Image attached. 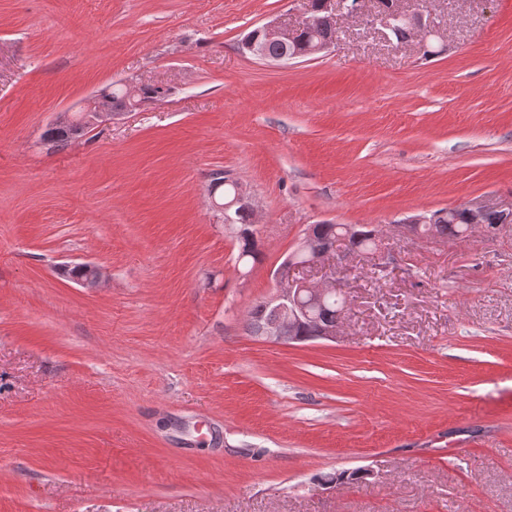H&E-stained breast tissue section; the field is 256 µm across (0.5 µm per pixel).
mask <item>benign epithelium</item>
I'll return each instance as SVG.
<instances>
[{"label":"benign epithelium","mask_w":512,"mask_h":512,"mask_svg":"<svg viewBox=\"0 0 512 512\" xmlns=\"http://www.w3.org/2000/svg\"><path fill=\"white\" fill-rule=\"evenodd\" d=\"M323 10L327 11L331 20H336V11L341 10L349 16H356L364 10V6H352L349 0H324ZM414 24V31L421 39L431 40L435 31L425 14L421 11L410 16ZM262 30L269 43L286 44L291 42L298 28L288 27L274 21L262 25ZM83 117L91 123H105L116 119L118 114L113 112L109 99L103 95L94 96L86 106L81 109ZM247 207L256 210V203L250 190L243 183L236 184L234 195L224 201L222 209L224 215L235 207ZM459 213L465 214L468 224H482L487 210L468 206H456L448 209V216ZM354 228L344 227V233L330 241H318L311 230H306L298 247L288 256L275 273L279 284L276 292L266 300V306L272 310V317L263 326L258 337L272 344L301 343L303 339L295 335L296 329L314 319L325 301L336 295V285L328 288H319L306 281L291 277V272L299 266L317 265L336 258L339 245L348 242Z\"/></svg>","instance_id":"benign-epithelium-1"}]
</instances>
